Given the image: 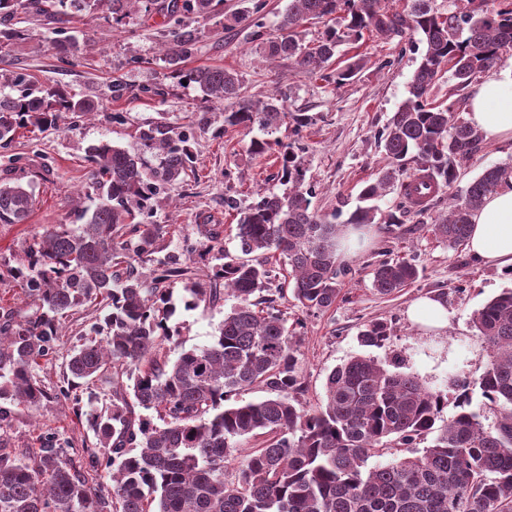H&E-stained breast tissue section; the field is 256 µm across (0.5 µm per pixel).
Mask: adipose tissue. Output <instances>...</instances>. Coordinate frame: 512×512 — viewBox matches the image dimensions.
<instances>
[{
    "mask_svg": "<svg viewBox=\"0 0 512 512\" xmlns=\"http://www.w3.org/2000/svg\"><path fill=\"white\" fill-rule=\"evenodd\" d=\"M467 120L489 139H512V69L491 72L470 98ZM467 248L471 257L512 273V187L489 195L475 213Z\"/></svg>",
    "mask_w": 512,
    "mask_h": 512,
    "instance_id": "adipose-tissue-1",
    "label": "adipose tissue"
}]
</instances>
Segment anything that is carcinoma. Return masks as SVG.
I'll use <instances>...</instances> for the list:
<instances>
[{
	"mask_svg": "<svg viewBox=\"0 0 512 512\" xmlns=\"http://www.w3.org/2000/svg\"><path fill=\"white\" fill-rule=\"evenodd\" d=\"M65 0H0V17L26 5L49 14ZM435 0H289L277 30L262 42L265 59L291 60L311 74L335 61L336 49L364 33L379 39L419 37L425 49L408 96L379 134L386 165L361 190L360 205L347 224H400L411 204L414 180L442 187L459 179L458 163L471 156L482 133L463 117V91L512 54V0H467L469 8L440 12ZM223 0H172L167 15L209 16ZM344 12L305 42L300 28ZM192 31H171L166 49L176 64L193 55ZM365 65L356 54L336 69V84L352 81ZM452 71L448 106L429 100L443 67ZM188 80L224 110V124L264 137L251 141L259 157L272 156L274 178L286 192L259 193L239 215L237 253L220 247V224H200L204 251H217L209 273L193 269L197 247H175L172 225L152 221L165 187L195 172L189 126L151 125L133 151L108 143L87 148L90 187L98 202L78 211L82 224H58L23 240L17 254L0 262V282L23 288L32 312H9L0 323V512H512V289L490 299L472 317L489 349L483 373L457 376V411L445 418L448 394L429 390L409 374L391 372L371 356L357 355L334 368L319 405L299 395L304 382L296 368L295 341L281 313L293 298L313 312L329 310L350 268L338 262L342 226L314 208L304 186L303 162L278 133L299 129L310 116L290 112L285 98L241 97L233 69L198 67ZM16 96H0V147L17 130L58 127L61 114H89L94 103L57 88L47 92L14 78ZM413 172L404 170L407 156ZM400 183L405 205L382 219L378 202ZM512 182V165L489 166L461 195L448 194V211L433 234L456 249L465 244L471 216L484 199ZM35 203L29 185L0 180V224H24ZM373 286L391 295L415 282L419 270L406 258L380 260ZM185 282L186 310L217 307L224 294L237 304L224 314L210 344L185 349L174 339L177 313L171 284ZM103 305V320L78 330L66 354V375L56 395L92 432L89 467L104 468L107 486L71 458L53 434L34 451L6 450L12 407L36 411L49 393L35 372L39 361L60 357L65 319ZM392 330L385 322L360 332L361 345L379 347ZM176 357L170 358L171 351ZM112 386L103 400L96 382ZM254 385L268 396L237 399ZM477 389L483 407L496 413L491 428L471 409ZM261 447L238 456L243 438ZM431 445L417 451L425 440ZM392 455L367 467L372 457Z\"/></svg>",
	"mask_w": 512,
	"mask_h": 512,
	"instance_id": "carcinoma-1",
	"label": "carcinoma"
}]
</instances>
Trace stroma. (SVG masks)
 <instances>
[{
  "label": "stroma",
  "instance_id": "obj_1",
  "mask_svg": "<svg viewBox=\"0 0 512 512\" xmlns=\"http://www.w3.org/2000/svg\"><path fill=\"white\" fill-rule=\"evenodd\" d=\"M255 1L224 0L219 14L207 18L182 15L197 37V50L177 67L162 52L168 40V0H140L119 22L113 21L105 0H91L79 9L63 6L60 22L21 8L0 25L12 33L0 40V94H15L13 79L20 75L35 86L59 87L91 99L98 107L96 115L68 116L55 129L20 131L8 147L0 148V178L31 182L36 195L26 223L0 224V257L11 258L21 241L44 229L75 223L77 206H89L88 145L103 141L137 149L139 130L162 119L196 128L190 148L198 175L170 187L173 207L154 216L156 223L176 225L177 237L195 241L198 225L235 224L225 198L236 199L244 209L261 189L283 192V185L270 178L268 159L252 153L251 134L225 126L223 106L207 100L196 84L183 83L180 71L200 66L235 69L242 76L243 96L262 99L277 93L285 97L289 111L310 116L309 125L282 132L281 138L303 160L316 209L349 216L361 189L385 163L378 133L407 97L421 52L366 38L357 50L367 63L344 86L337 85L332 67L320 78L287 60L268 64L260 57L253 27L225 25ZM66 38L75 39L78 50L64 58L53 44ZM357 50L341 45L340 56L348 58ZM116 112L121 121H113ZM502 163H512V140L482 141L462 162L452 190H440L427 210L408 213L395 232L376 231L372 245L347 258L352 272L330 310L312 313L292 300L282 304L288 325L297 326L301 338L295 357L306 386L303 402L319 403L327 375L355 355L384 363L400 357V371L444 392L458 373L476 377L483 372L489 352L476 337L471 318L489 299L512 288V276L473 261L466 248H448L431 226L447 210L449 192H461L485 167ZM402 257L418 265V279L400 293L378 294L372 285L374 264ZM426 295L439 296L446 304L451 313L447 327L430 330L409 321L408 307ZM235 303L228 295L217 308L181 309L170 324L185 347H199L211 341L225 310ZM377 321L388 323L392 336L380 347L361 346L360 331ZM47 434L68 442L72 458L87 464L94 439L64 402L49 399L35 413L15 409L8 431L11 447L35 450Z\"/></svg>",
  "mask_w": 512,
  "mask_h": 512
}]
</instances>
